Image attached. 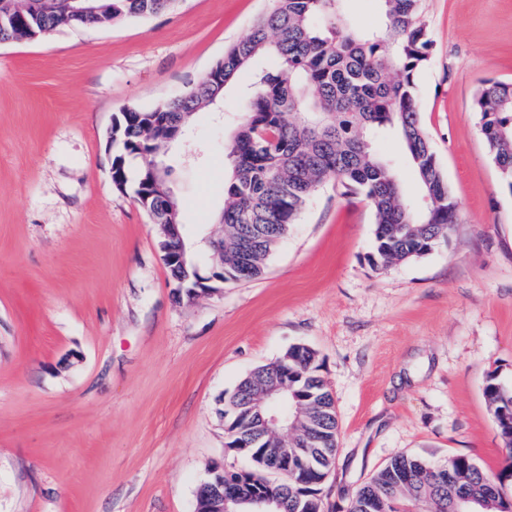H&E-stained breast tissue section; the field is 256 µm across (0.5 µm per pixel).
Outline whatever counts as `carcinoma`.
Returning <instances> with one entry per match:
<instances>
[{"mask_svg": "<svg viewBox=\"0 0 512 512\" xmlns=\"http://www.w3.org/2000/svg\"><path fill=\"white\" fill-rule=\"evenodd\" d=\"M179 0H99L98 14L74 18L71 0H0V13L23 11L47 36L65 27L91 26L146 18L174 10ZM344 0H272L269 13L244 39L230 46L210 77L149 110H125L112 124V177L128 185L153 223L178 205L157 193L151 165L169 145L165 119L188 125L216 104L225 89L240 83L245 118L237 126L224 183V281L260 276L265 260L287 236L307 204L325 183L334 181L349 195H361L374 211L375 269L428 255L447 244L460 223L458 205L440 168L417 110L415 76L429 60L433 42L419 11V0H383L381 27L359 30L343 11ZM272 60L257 65L261 58ZM475 110L489 158L502 183L512 189V82L490 81L477 94ZM396 132L414 167L425 206L406 199L394 162L380 155L374 140ZM143 162L137 175L131 164ZM253 251L240 273L242 242ZM275 361L255 368L225 399H245L251 383L275 370ZM288 371L305 388L307 414L293 447L308 449L317 470L310 487L276 473L277 449L266 453L256 481L277 474L282 512H325L321 479L328 476L337 450V421L321 364L304 353L291 355ZM486 398L497 421L512 416V387L489 376ZM228 422L239 447L255 429L240 416ZM491 471L466 455L437 465L397 455L355 493L348 512H449V500L467 496L479 512H499L504 485L490 491Z\"/></svg>", "mask_w": 512, "mask_h": 512, "instance_id": "obj_1", "label": "carcinoma"}]
</instances>
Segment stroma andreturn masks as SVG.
<instances>
[{
    "mask_svg": "<svg viewBox=\"0 0 512 512\" xmlns=\"http://www.w3.org/2000/svg\"><path fill=\"white\" fill-rule=\"evenodd\" d=\"M270 5L180 0L0 44V512H194L208 466L247 464L224 448V398L295 344L334 400L329 512L399 453L512 460L484 393L512 386V192L473 110L484 82H512V0H421L418 112L461 215L426 256L373 269L368 201L329 182L260 277L190 302L114 187V116L201 82ZM243 112L228 87L163 157L204 277Z\"/></svg>",
    "mask_w": 512,
    "mask_h": 512,
    "instance_id": "35a3bbf8",
    "label": "stroma"
}]
</instances>
